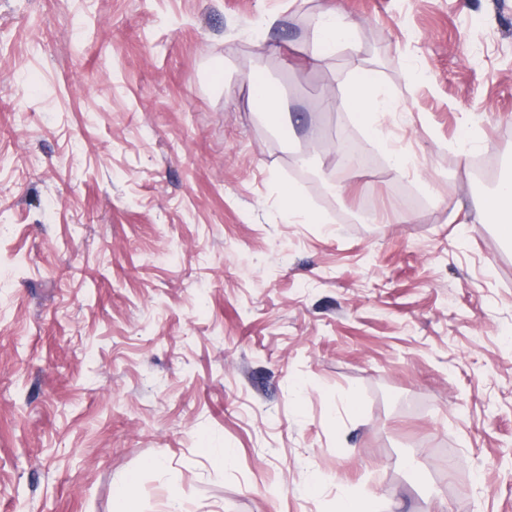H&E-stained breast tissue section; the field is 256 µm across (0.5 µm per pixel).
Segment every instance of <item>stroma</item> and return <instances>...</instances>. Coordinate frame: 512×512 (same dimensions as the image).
<instances>
[{
    "mask_svg": "<svg viewBox=\"0 0 512 512\" xmlns=\"http://www.w3.org/2000/svg\"><path fill=\"white\" fill-rule=\"evenodd\" d=\"M331 2L0 0V512H512V240L457 145L512 177V0H339L377 138L322 105ZM316 50L311 57L316 65L325 57L336 53L337 49L350 51L356 56L358 67L364 68V59L358 55L355 27L346 19L340 9H328L322 13L315 28ZM248 91L251 97L261 96L264 112L275 126L284 124L287 118L283 112V104L279 92L269 90L271 85L259 72H253L247 78ZM265 92V94H263ZM280 205L284 216L288 217V223L297 219L301 223H317L316 216L311 213L303 199L289 186L280 189Z\"/></svg>",
    "mask_w": 512,
    "mask_h": 512,
    "instance_id": "obj_1",
    "label": "stroma"
}]
</instances>
